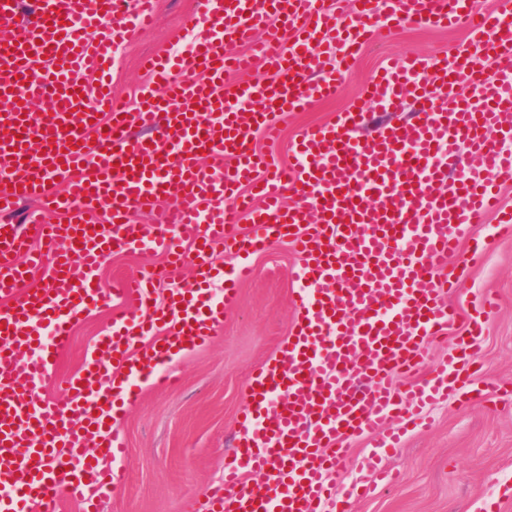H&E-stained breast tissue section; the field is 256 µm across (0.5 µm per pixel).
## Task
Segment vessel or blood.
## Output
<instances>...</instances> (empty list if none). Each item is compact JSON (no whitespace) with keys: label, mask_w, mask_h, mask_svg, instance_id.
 I'll return each instance as SVG.
<instances>
[{"label":"vessel or blood","mask_w":512,"mask_h":512,"mask_svg":"<svg viewBox=\"0 0 512 512\" xmlns=\"http://www.w3.org/2000/svg\"><path fill=\"white\" fill-rule=\"evenodd\" d=\"M155 7L36 0L27 14L0 0V462L11 487L0 512H57L64 500L98 512L126 454L111 419L140 382L174 384L168 364L211 340L251 257L281 241L298 256L296 321L252 375L224 479L207 497L212 512H347L351 498L396 481L386 458L430 407L470 395L482 369L472 340L488 300L448 359L428 366L424 353L461 313L440 290L458 286L449 259L466 228L493 213L496 233L512 236L498 193L512 183V0L482 13L474 0H196L188 53L144 57L149 82L127 108L108 90L114 51ZM407 22L470 26L455 53L389 62L370 83L375 111L414 98L407 120L364 136L363 109L337 113L299 133L286 169L254 150L256 133L276 137L288 113L335 97L376 29ZM233 44L247 53L230 54ZM92 66L93 86L83 80ZM208 153L227 165L201 164ZM285 186L298 203L283 202ZM25 200L65 223H14ZM160 203L162 222H134ZM99 210L107 223L92 221ZM241 212L249 230L232 222ZM219 244L237 267L213 265ZM134 250L163 253V276L102 287L104 257ZM188 260L193 283L156 302L160 278ZM44 266L58 289L28 288ZM103 306L108 331L78 373L59 375L73 325ZM422 368L426 379L398 387ZM355 438L374 446L362 465L376 483L330 482ZM257 472L267 481L249 484Z\"/></svg>","instance_id":"1"}]
</instances>
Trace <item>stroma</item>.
Masks as SVG:
<instances>
[{
	"instance_id": "35a3bbf8",
	"label": "stroma",
	"mask_w": 512,
	"mask_h": 512,
	"mask_svg": "<svg viewBox=\"0 0 512 512\" xmlns=\"http://www.w3.org/2000/svg\"><path fill=\"white\" fill-rule=\"evenodd\" d=\"M193 0H158L151 29L115 52L112 90L134 105L146 77L142 57L183 53L190 39L184 22ZM465 38L461 29L404 24L380 30L345 75L335 99L289 114L279 139L257 137V150L289 165V146L306 125L334 121L338 112L364 104L370 79L393 58L452 53ZM494 217L473 234L486 245L481 265L465 266L455 302L475 307L485 295L498 298L479 338L480 380L501 385L498 395L449 401L436 407L432 424L409 433L388 463L401 477L352 503L350 512H512V238L495 236ZM298 261L285 243L252 256L254 273L240 287L236 304L212 343L171 365L175 385L142 383L141 392L112 421L127 456L120 462L118 490L104 497L100 512H209L207 489L224 477V455L246 403L254 370L274 357L295 322L291 279ZM100 308L75 323L71 342L58 359L69 374L81 368L86 348L108 326Z\"/></svg>"
}]
</instances>
